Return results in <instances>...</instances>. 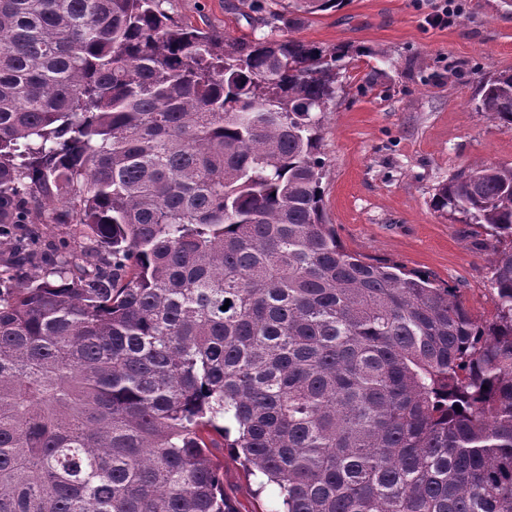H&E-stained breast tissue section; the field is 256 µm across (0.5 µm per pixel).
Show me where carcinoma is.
Returning a JSON list of instances; mask_svg holds the SVG:
<instances>
[{
  "label": "carcinoma",
  "instance_id": "obj_1",
  "mask_svg": "<svg viewBox=\"0 0 512 512\" xmlns=\"http://www.w3.org/2000/svg\"><path fill=\"white\" fill-rule=\"evenodd\" d=\"M161 2L0 0V512H236L214 448L271 512H512V165L434 195L492 238L481 319L326 222L345 54Z\"/></svg>",
  "mask_w": 512,
  "mask_h": 512
}]
</instances>
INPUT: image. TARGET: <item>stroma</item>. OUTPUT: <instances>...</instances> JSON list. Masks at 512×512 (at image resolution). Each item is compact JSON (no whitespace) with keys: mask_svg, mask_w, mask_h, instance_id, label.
I'll return each instance as SVG.
<instances>
[{"mask_svg":"<svg viewBox=\"0 0 512 512\" xmlns=\"http://www.w3.org/2000/svg\"><path fill=\"white\" fill-rule=\"evenodd\" d=\"M233 0H164L180 22L239 37H293L345 67L322 115L325 212L349 252L390 260L455 288L478 317L494 314L485 231L435 210L439 184L481 163L512 164V129L476 111L479 79L512 71V10L501 0H453L448 26L426 21L434 0H344L315 13L271 0L257 23ZM224 458L237 512H268L272 490Z\"/></svg>","mask_w":512,"mask_h":512,"instance_id":"35a3bbf8","label":"stroma"}]
</instances>
